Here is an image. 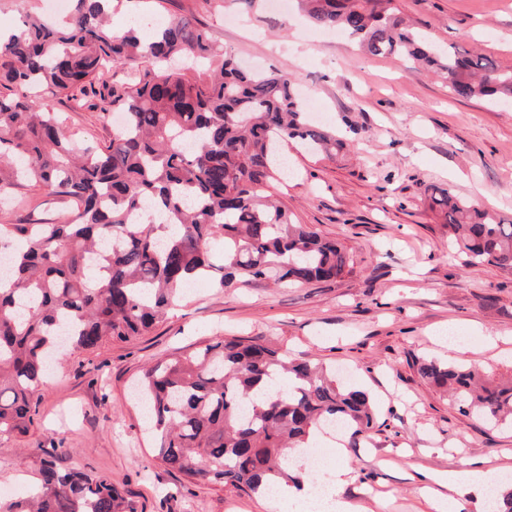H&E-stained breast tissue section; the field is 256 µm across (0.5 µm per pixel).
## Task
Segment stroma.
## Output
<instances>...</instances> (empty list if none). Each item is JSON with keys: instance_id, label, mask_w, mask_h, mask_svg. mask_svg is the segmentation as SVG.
Masks as SVG:
<instances>
[{"instance_id": "1", "label": "stroma", "mask_w": 512, "mask_h": 512, "mask_svg": "<svg viewBox=\"0 0 512 512\" xmlns=\"http://www.w3.org/2000/svg\"><path fill=\"white\" fill-rule=\"evenodd\" d=\"M436 43H461L512 66V0H396ZM152 17L189 18L233 50L243 67L285 68L325 104L328 126L346 146L335 158L289 146L293 177L271 191L294 221L342 244L354 271L296 287L260 282L228 291L199 281L182 292L149 334L107 340L55 360L29 433L0 437V503L40 487L38 460L104 473L128 512H268L261 496L229 485L196 484L157 456L131 386L151 361L216 337L264 336L293 357L336 367L344 383L371 395L376 426L358 447L320 448L348 466L344 498L375 512H430L423 476L477 457L512 490V426L488 429L461 414L418 372L421 360L447 362L436 332L464 324L483 351L480 371L512 379V272L448 250V233L428 206L431 186L479 198L512 218V109L449 94L439 76L396 57L360 54L341 35L313 29L294 10L249 12L240 0H150ZM69 131L96 142L112 118L52 100ZM69 206L46 204L29 188L0 203V224L56 218Z\"/></svg>"}]
</instances>
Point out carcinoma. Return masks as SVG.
Returning <instances> with one entry per match:
<instances>
[{
    "label": "carcinoma",
    "mask_w": 512,
    "mask_h": 512,
    "mask_svg": "<svg viewBox=\"0 0 512 512\" xmlns=\"http://www.w3.org/2000/svg\"><path fill=\"white\" fill-rule=\"evenodd\" d=\"M66 23L26 16L0 38V197L38 188L69 200L52 224L0 225V436H24L36 414L60 337L72 352L143 335L165 320L194 282L243 288L266 279L325 282L353 269L348 252L295 224L267 188L288 141L333 158L336 132L307 120L288 70L248 71L209 30L181 18L151 39L108 23L112 0H72ZM318 29L336 30L373 57L418 61L463 99L512 105V67L452 45L442 51L406 24L395 0H298ZM123 76L108 83L110 71ZM123 114L100 144L67 133L52 98ZM448 247L470 263L512 272V220L435 188ZM154 220L145 224L143 215ZM420 375L450 393L460 413L498 426L512 419V381L485 383L462 363L424 362ZM287 376L285 394L254 402L264 380ZM158 457L190 480L255 494L301 475L286 448L340 422L351 447L375 426L367 392L261 337L202 341L142 370ZM44 482L3 512H126L105 473L42 462Z\"/></svg>",
    "instance_id": "1"
}]
</instances>
